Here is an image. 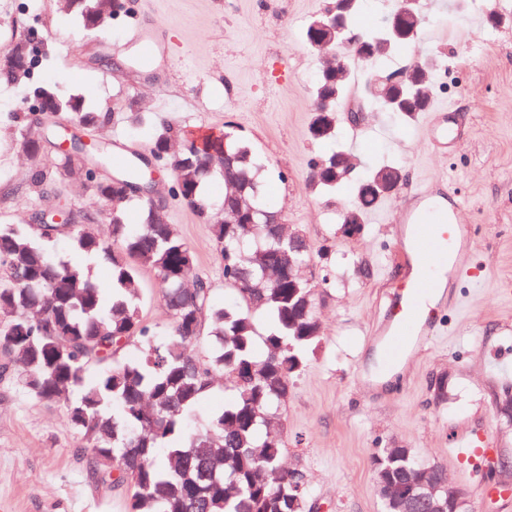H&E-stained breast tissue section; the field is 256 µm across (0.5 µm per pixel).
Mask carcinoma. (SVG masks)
<instances>
[{
  "instance_id": "carcinoma-1",
  "label": "carcinoma",
  "mask_w": 512,
  "mask_h": 512,
  "mask_svg": "<svg viewBox=\"0 0 512 512\" xmlns=\"http://www.w3.org/2000/svg\"><path fill=\"white\" fill-rule=\"evenodd\" d=\"M84 28L99 30L124 10V0H67ZM361 0H332L326 12L311 20L319 39L339 44L347 32L330 26L342 14L356 28ZM423 16L406 10L381 25L360 32L368 62L386 60L407 49L420 33ZM421 69L405 68L406 85L396 90L381 78L367 77L364 104L371 110L413 119L431 108L430 88L444 60ZM353 69L341 73L327 60L315 83V112L310 135L330 142L333 150L314 163L310 181L333 193L348 178L336 168L346 158L339 140L336 109L353 82ZM51 96V105L66 114L69 126L89 131L103 128L111 113L72 95ZM22 145L29 160V181L51 194L52 169L47 166L43 137L35 136L41 118L17 117ZM178 137L173 128L156 131L148 156L169 169L175 195L191 206L202 223L211 226L224 283L232 298L217 300L211 282L195 273L193 252L166 220L169 202L147 194L112 204V197L143 179L142 155L105 178L94 194L101 207L112 210L100 218L89 213L84 224L62 231H43L27 215L20 224H0V377L12 378L35 399L65 406L93 478L113 489L131 488L127 512H307L310 487L304 470L281 465L282 435L276 412L288 396L291 380L303 368L321 338V325L307 304L311 289L289 272L272 282L263 276L278 265L284 244L281 227L268 220L276 215L249 143L225 133L211 140L212 152ZM73 155H56L55 168L82 170L90 164H110L111 146L85 150L72 135ZM407 178L402 166L381 162L355 186L356 202L341 223L365 220L395 186ZM224 184L220 202L206 186ZM242 203L252 223L228 224L219 211ZM139 212L131 224L128 210ZM109 225V237L96 226ZM67 234L83 256L110 259L112 294L104 296L78 261L55 257L58 236ZM149 268L161 286L170 317L165 337L141 316L139 270ZM206 341L209 353L195 348ZM132 346L135 353L126 356ZM224 376L232 394L224 409L200 419L199 405L212 392L216 375ZM376 486L390 493L381 497L383 512H405L409 498L429 493L444 503L448 477L442 467L426 464L406 448H382L374 457Z\"/></svg>"
}]
</instances>
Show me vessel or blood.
I'll return each mask as SVG.
<instances>
[{
	"instance_id": "vessel-or-blood-1",
	"label": "vessel or blood",
	"mask_w": 512,
	"mask_h": 512,
	"mask_svg": "<svg viewBox=\"0 0 512 512\" xmlns=\"http://www.w3.org/2000/svg\"><path fill=\"white\" fill-rule=\"evenodd\" d=\"M428 138L448 153H456L460 135L446 110H438L429 123ZM463 202L445 204L428 186L417 188L413 205L402 214L396 245L413 273L394 314L384 329L378 362L388 373L408 362L421 337L432 335L439 312L453 308V288L462 278L472 249L465 224ZM486 434L468 431L457 436L448 450L457 477L471 482L479 461L490 449Z\"/></svg>"
}]
</instances>
